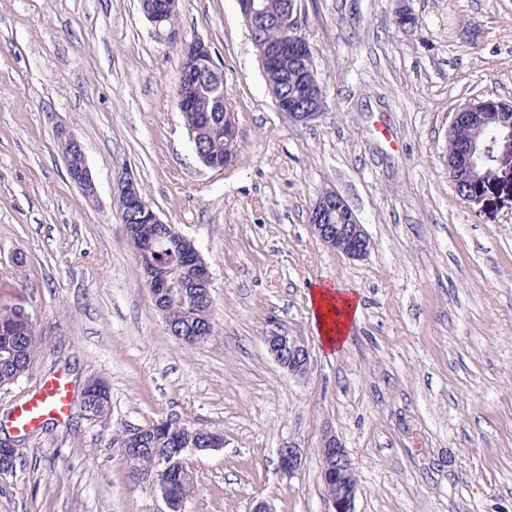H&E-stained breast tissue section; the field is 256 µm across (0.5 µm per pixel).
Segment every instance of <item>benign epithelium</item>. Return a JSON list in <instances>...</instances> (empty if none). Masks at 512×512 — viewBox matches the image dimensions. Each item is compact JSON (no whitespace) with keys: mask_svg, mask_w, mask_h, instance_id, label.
<instances>
[{"mask_svg":"<svg viewBox=\"0 0 512 512\" xmlns=\"http://www.w3.org/2000/svg\"><path fill=\"white\" fill-rule=\"evenodd\" d=\"M140 3L142 12L157 39L167 42H176L180 39L178 28L164 24V11L157 0H140ZM276 26L282 30L283 37L279 42L271 45L264 60L277 59L288 54L306 59L308 68L304 71L305 83L317 101L318 109L301 110L282 95L276 98V105L279 111L287 113L294 121L308 123L323 114L325 96L315 67L312 65L313 47L302 32L301 11L298 4H292L290 10L277 19ZM182 52L183 58L188 60V69L191 71L197 68V62L202 58L210 63L213 62L210 47L199 39L183 42ZM212 71L218 77L217 81L210 84L214 108L215 111L222 112L225 101L220 86L224 78L217 67H212ZM200 93H202L200 83L191 78L182 81L177 94L178 108L182 111L192 108ZM468 118L475 128L474 135L465 148L458 151L448 163V177L455 189L466 188L463 197L472 198L483 191L491 168L498 161L499 153L512 154V119L501 120V126L504 129L502 136L486 139L483 136V113L471 112ZM67 172L71 182L85 193L87 200L96 199L95 180L86 160L83 159L75 165H67ZM114 193L125 200L127 216L135 218L140 215L150 224L162 223L141 194L138 181L133 176L127 174L121 177L114 187ZM310 227L326 246L350 259L365 257L373 247L364 225L360 223L345 198L334 190L324 192L315 203L310 215ZM265 341L269 352L282 368L297 376L307 373L311 364V351L302 338L272 330L265 337ZM317 451L321 463L322 480L330 488L329 502L332 512H354L357 485L349 479L353 466L345 446L335 433L328 431L323 435ZM278 465L288 474L300 469L302 465L300 449L290 447L278 449Z\"/></svg>","mask_w":512,"mask_h":512,"instance_id":"benign-epithelium-1","label":"benign epithelium"}]
</instances>
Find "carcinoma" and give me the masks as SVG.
Instances as JSON below:
<instances>
[{
	"label": "carcinoma",
	"mask_w": 512,
	"mask_h": 512,
	"mask_svg": "<svg viewBox=\"0 0 512 512\" xmlns=\"http://www.w3.org/2000/svg\"><path fill=\"white\" fill-rule=\"evenodd\" d=\"M267 13L266 19L259 23L261 32L252 37L257 51H262L266 44H273L281 38V31L271 24V20L279 16L292 0H264ZM298 65L291 58L282 59L275 68L266 71V80L270 87L279 95L300 105L309 106L306 85L297 79ZM189 134L194 137V150L198 157L205 158L212 167L226 166L237 151V141L226 136L225 115L213 111L212 96L202 93L193 108L183 113ZM133 231L138 239L151 243L152 250L145 258L139 259L143 273L148 268H167L168 286L166 305L171 316L187 318L184 323L185 344L193 345L192 337L203 334L210 338L214 333L213 301L204 297L205 287L191 288L196 277L195 267L191 265L194 244L182 237L178 240L167 236L156 224H135ZM40 339L36 334L33 321H24L17 316V308L0 307V351H12L13 360L7 364L0 363V387L7 386L28 370L33 357L39 348ZM91 400L89 413L102 419L111 410V395L107 384L91 378L85 385ZM220 434L196 428L178 420L167 419L152 423L140 436L131 437L121 430L112 433V447L132 448V457L125 461L131 479L136 474H156L169 490V495L178 504L195 492L192 472L185 463V456L180 462L171 465L168 457L179 448H194L200 443L215 440Z\"/></svg>",
	"instance_id": "obj_1"
}]
</instances>
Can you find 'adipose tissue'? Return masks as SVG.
I'll use <instances>...</instances> for the list:
<instances>
[{
    "mask_svg": "<svg viewBox=\"0 0 512 512\" xmlns=\"http://www.w3.org/2000/svg\"><path fill=\"white\" fill-rule=\"evenodd\" d=\"M312 303L324 349L340 350L347 341L352 322L359 315L356 296L337 283L326 282L313 289Z\"/></svg>",
    "mask_w": 512,
    "mask_h": 512,
    "instance_id": "obj_1",
    "label": "adipose tissue"
}]
</instances>
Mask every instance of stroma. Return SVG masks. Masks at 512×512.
Returning a JSON list of instances; mask_svg holds the SVG:
<instances>
[{"label":"stroma","instance_id":"1","mask_svg":"<svg viewBox=\"0 0 512 512\" xmlns=\"http://www.w3.org/2000/svg\"><path fill=\"white\" fill-rule=\"evenodd\" d=\"M299 5L326 91L309 124L278 110L236 0H178L182 38L209 45L235 112L239 151L215 169L172 104L181 47L153 36L140 0H0V307L23 308L40 338L0 389V422L55 375L75 396L0 475V512H168L109 442L170 417L224 435L188 454L184 512H328V428L352 461L355 512H512V167L464 199L446 166L460 105L512 102V0ZM401 6L421 28L396 25ZM58 124L83 144L95 201L67 175ZM125 173L210 269L205 343L171 336L145 286L112 193ZM329 189L364 224L366 257L312 232ZM323 281L360 303L336 354L310 303ZM275 327L310 346L306 377L268 353ZM95 377L112 408L93 423L76 396ZM288 447L303 452L292 475Z\"/></svg>","mask_w":512,"mask_h":512}]
</instances>
